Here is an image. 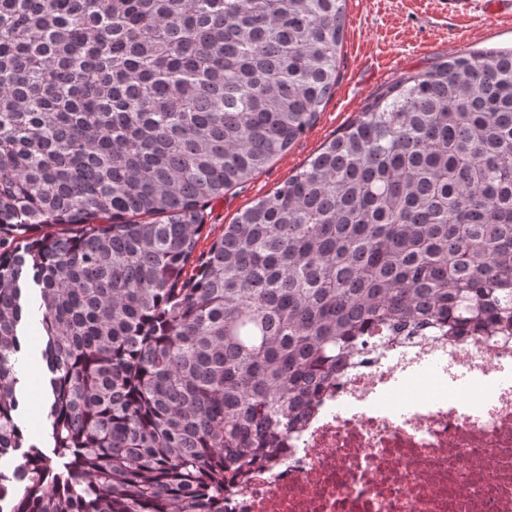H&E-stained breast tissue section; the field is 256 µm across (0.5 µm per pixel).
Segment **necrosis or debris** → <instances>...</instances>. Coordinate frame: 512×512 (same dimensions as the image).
Returning <instances> with one entry per match:
<instances>
[{
  "label": "necrosis or debris",
  "instance_id": "necrosis-or-debris-1",
  "mask_svg": "<svg viewBox=\"0 0 512 512\" xmlns=\"http://www.w3.org/2000/svg\"><path fill=\"white\" fill-rule=\"evenodd\" d=\"M224 512H512V341L437 335L346 368Z\"/></svg>",
  "mask_w": 512,
  "mask_h": 512
}]
</instances>
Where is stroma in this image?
I'll use <instances>...</instances> for the list:
<instances>
[{
  "label": "stroma",
  "instance_id": "1",
  "mask_svg": "<svg viewBox=\"0 0 512 512\" xmlns=\"http://www.w3.org/2000/svg\"><path fill=\"white\" fill-rule=\"evenodd\" d=\"M508 50H512V16L485 17L479 0L455 15L448 14L440 0H347L339 75L331 97L316 122L286 154L244 187L210 204L199 249L208 248L225 224L305 167L381 89L445 56ZM41 349L39 335L29 332L19 361L26 379L21 420L35 431L43 423L45 405L43 392L31 384Z\"/></svg>",
  "mask_w": 512,
  "mask_h": 512
}]
</instances>
